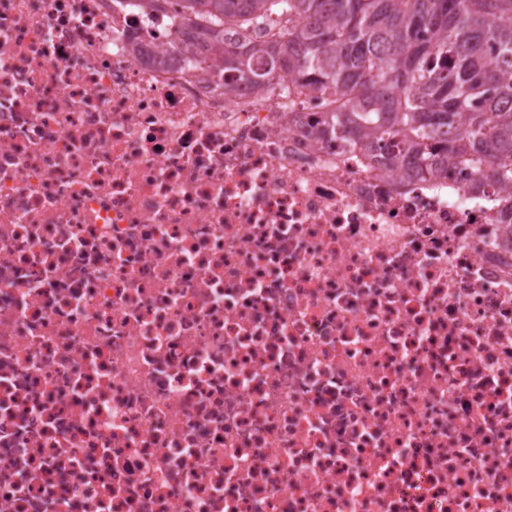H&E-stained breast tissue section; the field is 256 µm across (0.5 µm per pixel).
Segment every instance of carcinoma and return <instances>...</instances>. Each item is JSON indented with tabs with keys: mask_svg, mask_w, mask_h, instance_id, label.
<instances>
[{
	"mask_svg": "<svg viewBox=\"0 0 512 512\" xmlns=\"http://www.w3.org/2000/svg\"><path fill=\"white\" fill-rule=\"evenodd\" d=\"M178 45L222 55L224 93L297 70L336 88L319 133L392 165L512 186V0H183ZM295 15L269 40L224 24Z\"/></svg>",
	"mask_w": 512,
	"mask_h": 512,
	"instance_id": "carcinoma-1",
	"label": "carcinoma"
}]
</instances>
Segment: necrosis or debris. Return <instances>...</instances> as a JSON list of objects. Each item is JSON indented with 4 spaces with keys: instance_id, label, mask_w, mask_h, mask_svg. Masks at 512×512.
Here are the masks:
<instances>
[{
    "instance_id": "necrosis-or-debris-1",
    "label": "necrosis or debris",
    "mask_w": 512,
    "mask_h": 512,
    "mask_svg": "<svg viewBox=\"0 0 512 512\" xmlns=\"http://www.w3.org/2000/svg\"><path fill=\"white\" fill-rule=\"evenodd\" d=\"M184 25L0 0V512H512V192Z\"/></svg>"
}]
</instances>
